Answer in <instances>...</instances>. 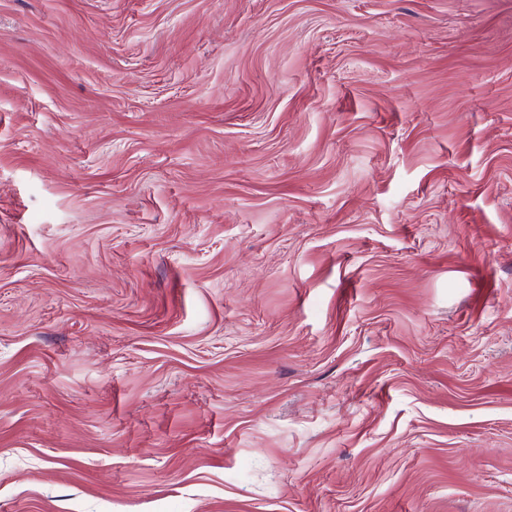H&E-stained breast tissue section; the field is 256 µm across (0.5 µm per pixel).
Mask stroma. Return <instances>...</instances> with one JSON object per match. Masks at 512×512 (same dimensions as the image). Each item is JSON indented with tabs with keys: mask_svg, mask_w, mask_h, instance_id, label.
<instances>
[{
	"mask_svg": "<svg viewBox=\"0 0 512 512\" xmlns=\"http://www.w3.org/2000/svg\"><path fill=\"white\" fill-rule=\"evenodd\" d=\"M0 512H512V0H0Z\"/></svg>",
	"mask_w": 512,
	"mask_h": 512,
	"instance_id": "stroma-1",
	"label": "stroma"
}]
</instances>
